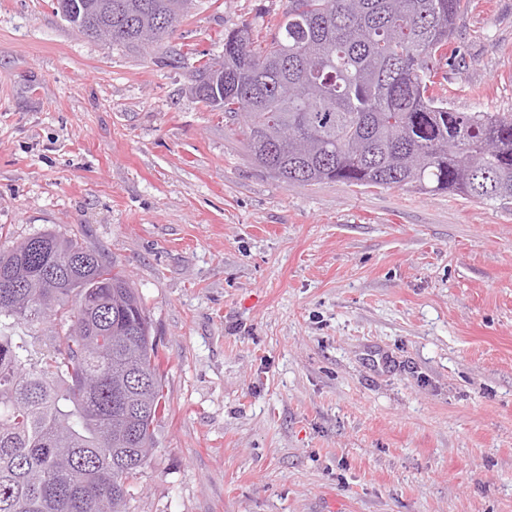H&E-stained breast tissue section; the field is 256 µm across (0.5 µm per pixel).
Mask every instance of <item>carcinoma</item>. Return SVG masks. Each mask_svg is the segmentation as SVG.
Segmentation results:
<instances>
[{
  "label": "carcinoma",
  "instance_id": "carcinoma-1",
  "mask_svg": "<svg viewBox=\"0 0 512 512\" xmlns=\"http://www.w3.org/2000/svg\"><path fill=\"white\" fill-rule=\"evenodd\" d=\"M69 0L71 29L161 46L193 0ZM466 0H288L260 44L224 32L189 49L258 167L290 185L454 193L512 205V113L457 112L434 78ZM0 512H127L166 409L159 345L125 272L77 236L36 233L0 252ZM51 324L39 348L32 337Z\"/></svg>",
  "mask_w": 512,
  "mask_h": 512
}]
</instances>
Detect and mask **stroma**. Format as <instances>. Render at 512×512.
Segmentation results:
<instances>
[{
    "label": "stroma",
    "instance_id": "35a3bbf8",
    "mask_svg": "<svg viewBox=\"0 0 512 512\" xmlns=\"http://www.w3.org/2000/svg\"><path fill=\"white\" fill-rule=\"evenodd\" d=\"M287 5L196 0L149 48L0 0V244L80 233L142 298L166 410L128 512H512V210L287 185L175 60ZM451 49L449 105L512 113V0Z\"/></svg>",
    "mask_w": 512,
    "mask_h": 512
}]
</instances>
